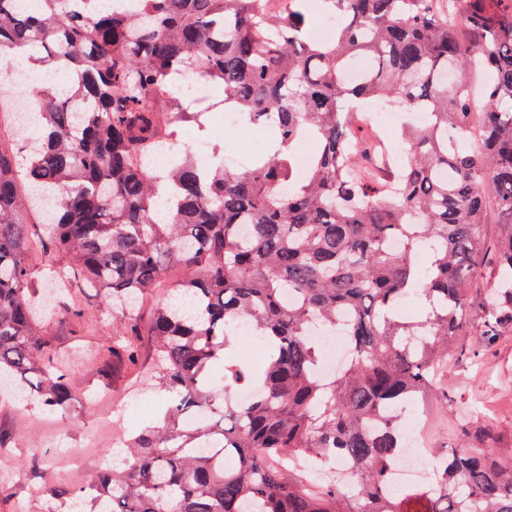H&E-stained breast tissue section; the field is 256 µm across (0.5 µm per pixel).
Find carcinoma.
Segmentation results:
<instances>
[{"mask_svg": "<svg viewBox=\"0 0 512 512\" xmlns=\"http://www.w3.org/2000/svg\"><path fill=\"white\" fill-rule=\"evenodd\" d=\"M287 2L139 0L104 14L99 0H0V54L60 59L70 77L67 93L28 90L37 136L25 146L9 127L16 97L0 92V379L37 372L45 411L71 404L37 330L30 258L51 255L120 308L115 363L137 364L150 338L152 381L170 397L162 430L56 494L58 512H512V451L490 429L469 445L466 423L461 447L431 449V492L387 487L401 405L435 396L448 409L441 377L469 337L512 333V0ZM324 13L337 18L329 43L310 38ZM356 56L373 62L363 83L346 79ZM188 69L239 121L268 122V155L203 169L178 151L147 167L201 119L173 89ZM371 100L431 116L405 128L391 184L356 127ZM419 293L424 311L402 314ZM151 295L165 300L143 324ZM69 296L55 292L58 311L82 317ZM240 321L260 339L259 366L221 357ZM316 330L351 347L328 377ZM247 386L248 404L230 399ZM192 411L208 424L184 426ZM312 460L347 463L345 480L315 482Z\"/></svg>", "mask_w": 512, "mask_h": 512, "instance_id": "carcinoma-1", "label": "carcinoma"}]
</instances>
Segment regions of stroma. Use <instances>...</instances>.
<instances>
[{
    "label": "stroma",
    "mask_w": 512,
    "mask_h": 512,
    "mask_svg": "<svg viewBox=\"0 0 512 512\" xmlns=\"http://www.w3.org/2000/svg\"><path fill=\"white\" fill-rule=\"evenodd\" d=\"M185 144L198 143L206 150L239 147L260 150L250 130L217 128L213 121L188 123L177 131ZM76 294L85 314L73 319L60 314L47 318L42 331L63 361L73 391V403L63 414L44 415L0 395V512H11L13 500L25 499L43 506L42 489L83 486L95 479L105 455L120 456L125 448L104 419L118 423L123 432L136 433L155 423L167 396L141 387L144 368L151 361L148 341H141L140 364L113 367L110 361L85 355L74 361L73 348L104 345L112 339V301L95 288ZM448 411L428 410L421 428L428 447L457 446L450 415L461 406L478 402L482 415L474 428L493 426L499 445L512 448V335L481 349L477 361L460 360L448 369Z\"/></svg>",
    "instance_id": "35a3bbf8"
}]
</instances>
